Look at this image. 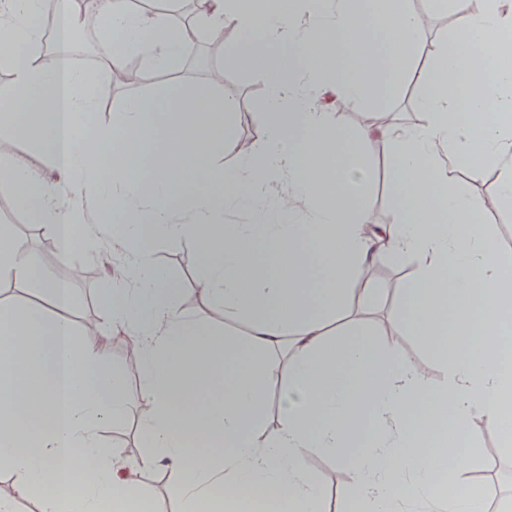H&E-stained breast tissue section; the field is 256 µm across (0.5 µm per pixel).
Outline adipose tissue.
<instances>
[{
    "mask_svg": "<svg viewBox=\"0 0 512 512\" xmlns=\"http://www.w3.org/2000/svg\"><path fill=\"white\" fill-rule=\"evenodd\" d=\"M452 2L458 31L435 46L421 121L359 133L381 140L395 174L400 207L389 229L359 222L368 200L355 186L366 162L341 158L338 116L317 98L331 87L386 111L421 30L407 0H295L292 10L263 14L243 0H208L182 26L131 0H101L111 53L93 75L64 57L51 68L12 57L15 46L42 51L40 0L0 10V65L13 71L12 98L24 101L21 121L0 123V133L33 143L68 176L57 186L1 158L0 188L20 207H37L61 256L107 231L121 243L100 295L133 344L150 406L141 431L159 452L132 465L101 438L100 423L125 418L121 378L101 344L71 326L68 285L5 229L0 279L44 299L0 304V469L15 476L19 497L37 500L39 512H161L131 476L161 457L178 512H216L246 486L275 489L283 512H324L319 482L303 467L315 448L349 465L346 498L356 512L414 504L487 512L484 490L458 492L464 468L455 458L475 460V448L460 447L475 419L512 447V367L502 360L512 328L500 316L512 308V254L483 224L486 203L451 172L495 164L499 199L512 202V11L504 0H484L479 13ZM227 26L239 39L205 88L124 101L111 125L81 132L94 84L114 80L127 55L164 70L187 43ZM228 65L262 74L269 89L257 114L263 143L229 167L220 158L235 140L236 106L213 103ZM75 200L95 202L94 214L75 211ZM229 211L250 220L225 223ZM180 237L198 245L199 286L213 306L248 319L247 339L220 337L171 305L174 281L152 264L147 244ZM381 256L418 261L416 277L396 291L393 318L421 336L442 383L371 331L328 333ZM476 279L485 313L463 338L466 353L452 357L445 339L469 324ZM274 377L286 393L281 423L266 435ZM216 487L225 491L219 503Z\"/></svg>",
    "mask_w": 512,
    "mask_h": 512,
    "instance_id": "obj_1",
    "label": "adipose tissue"
}]
</instances>
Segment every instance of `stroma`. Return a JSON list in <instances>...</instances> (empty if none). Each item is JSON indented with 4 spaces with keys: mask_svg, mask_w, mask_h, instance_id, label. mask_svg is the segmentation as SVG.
Segmentation results:
<instances>
[{
    "mask_svg": "<svg viewBox=\"0 0 512 512\" xmlns=\"http://www.w3.org/2000/svg\"><path fill=\"white\" fill-rule=\"evenodd\" d=\"M410 6L415 12L427 13L431 23L423 28L415 63L398 85L389 104L390 112L394 113L397 123L401 125L420 122L421 114L415 103L429 88L430 69L434 64V45L441 38L452 36L457 25L455 14L449 10L436 9L432 0H410ZM216 57V52L203 42L199 45L197 55L181 54L169 69L152 73L148 84L117 86L105 81L97 83L94 89L97 110L87 117V124H110L113 111L125 100L142 96L155 89L172 86L193 89L203 86L208 68ZM224 86L233 89V101L237 107L236 124L244 126L246 120L252 119L259 104L266 99V82L259 74L229 67L224 71ZM328 109L339 115L344 148L358 149L370 164L366 184L369 207L361 212V223L394 225L398 203L387 191L391 174L386 159L381 154L377 141L369 140L359 144L354 139L357 129L367 122L369 106L366 100L338 99L330 103ZM0 158L20 160L28 169L44 175L48 180L56 181L60 178L59 171L31 143L0 135ZM1 224L12 226L16 236L26 240L29 250L42 267L57 273L66 272L71 265L80 268L81 277L71 288V321L76 326L84 320L101 323L102 334L107 343L108 360L113 369L122 372L123 394L129 402L126 420L119 425L102 424L101 435L109 444L120 448L128 461L134 462L150 455L152 449L149 442L139 433V426L148 416L149 408L139 399V375L128 371L125 339L113 330L111 323L103 319L105 306L99 297V289L105 274L97 261L88 258L84 247L79 245L71 253L69 264H61L56 244L44 224L30 219L28 211L16 205L10 192L0 190ZM149 248L156 265L166 270L182 285L181 292L173 298L177 307L210 326L218 334L240 335L242 326L247 323L246 318L224 315L198 290L201 267L194 241L155 240L150 242ZM389 270L391 276L384 281L385 286L390 289L389 295L372 300L356 296L343 320L335 322L334 330L342 334L349 324H367L384 336L405 359L427 363L429 376L434 382H441L443 373L421 339L405 326L395 324L393 321L392 309L396 298L392 296L391 291L399 287L402 281L415 275L417 263L409 260L400 265H390ZM470 432L475 439L479 455L471 469L462 477L461 488L478 486L495 498L512 496V451L503 448L498 430L477 423L471 427ZM305 467L315 474L329 503L335 505L337 512H342L343 493L349 478V472L344 465L332 462L326 454L313 451L306 455Z\"/></svg>",
    "mask_w": 512,
    "mask_h": 512,
    "instance_id": "stroma-1",
    "label": "stroma"
}]
</instances>
